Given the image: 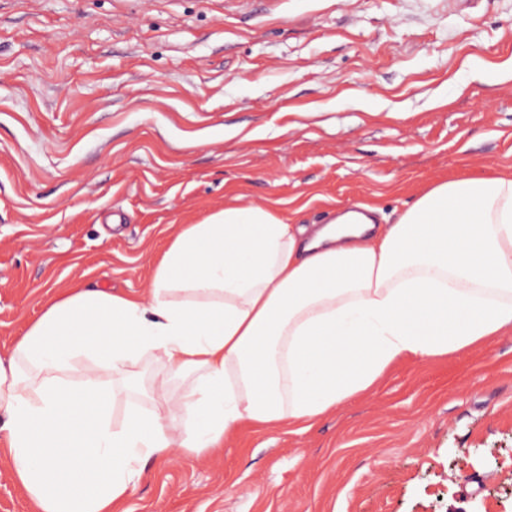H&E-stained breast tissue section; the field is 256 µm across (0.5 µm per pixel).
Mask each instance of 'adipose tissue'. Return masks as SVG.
I'll return each mask as SVG.
<instances>
[{
  "instance_id": "adipose-tissue-1",
  "label": "adipose tissue",
  "mask_w": 512,
  "mask_h": 512,
  "mask_svg": "<svg viewBox=\"0 0 512 512\" xmlns=\"http://www.w3.org/2000/svg\"><path fill=\"white\" fill-rule=\"evenodd\" d=\"M307 233L265 205L187 224L137 295L75 289L0 355V450L36 512H122L142 462L308 424L403 356L512 331V177L439 184L397 223ZM146 360L148 406L121 398ZM180 389H173V382Z\"/></svg>"
}]
</instances>
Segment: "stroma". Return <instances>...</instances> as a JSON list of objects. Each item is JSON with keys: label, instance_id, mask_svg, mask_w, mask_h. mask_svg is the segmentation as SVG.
<instances>
[{"label": "stroma", "instance_id": "1", "mask_svg": "<svg viewBox=\"0 0 512 512\" xmlns=\"http://www.w3.org/2000/svg\"><path fill=\"white\" fill-rule=\"evenodd\" d=\"M465 175H512V0H0V354L225 207L393 224ZM125 508L512 512V335L148 460Z\"/></svg>", "mask_w": 512, "mask_h": 512}]
</instances>
